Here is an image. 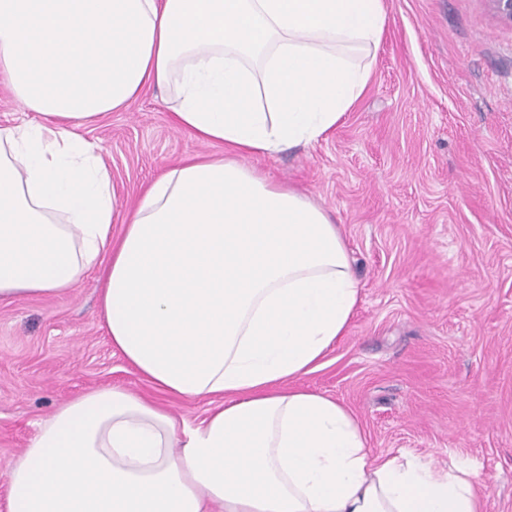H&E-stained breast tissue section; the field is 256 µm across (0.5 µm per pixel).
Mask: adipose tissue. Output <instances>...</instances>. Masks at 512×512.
Listing matches in <instances>:
<instances>
[{
    "label": "adipose tissue",
    "mask_w": 512,
    "mask_h": 512,
    "mask_svg": "<svg viewBox=\"0 0 512 512\" xmlns=\"http://www.w3.org/2000/svg\"><path fill=\"white\" fill-rule=\"evenodd\" d=\"M384 0H0V303L90 271L101 323L156 390L63 404L6 464L8 512H482L474 471L376 455L298 387L344 336L359 280L338 224L245 158L315 144L365 92ZM168 90L204 147L122 204L81 128ZM121 223L113 234V223Z\"/></svg>",
    "instance_id": "1"
}]
</instances>
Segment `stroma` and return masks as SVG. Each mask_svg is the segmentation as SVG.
I'll use <instances>...</instances> for the list:
<instances>
[{
	"mask_svg": "<svg viewBox=\"0 0 512 512\" xmlns=\"http://www.w3.org/2000/svg\"><path fill=\"white\" fill-rule=\"evenodd\" d=\"M367 91L324 139L248 165L305 191L339 224L360 301L300 387L346 405L375 454L475 466L485 512H512V23L488 0H385ZM146 90L89 124L120 202L201 144ZM98 274L62 297L0 305L1 468L39 422L120 386L203 419L208 399L158 395L113 349Z\"/></svg>",
	"mask_w": 512,
	"mask_h": 512,
	"instance_id": "obj_1",
	"label": "stroma"
}]
</instances>
